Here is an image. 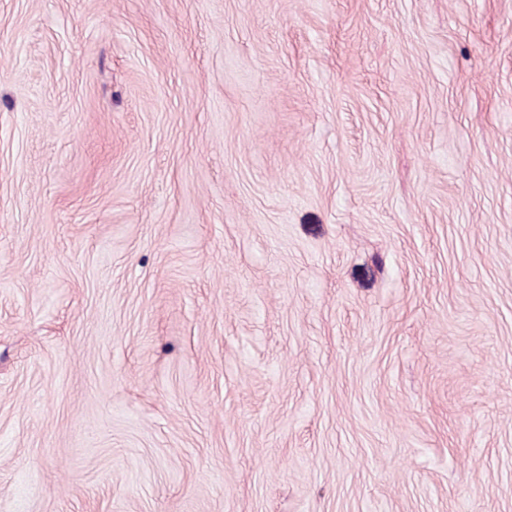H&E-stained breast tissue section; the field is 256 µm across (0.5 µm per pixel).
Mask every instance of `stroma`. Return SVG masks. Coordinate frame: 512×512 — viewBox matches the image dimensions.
Returning <instances> with one entry per match:
<instances>
[{
    "label": "stroma",
    "instance_id": "35a3bbf8",
    "mask_svg": "<svg viewBox=\"0 0 512 512\" xmlns=\"http://www.w3.org/2000/svg\"><path fill=\"white\" fill-rule=\"evenodd\" d=\"M0 512H512V0H0Z\"/></svg>",
    "mask_w": 512,
    "mask_h": 512
}]
</instances>
